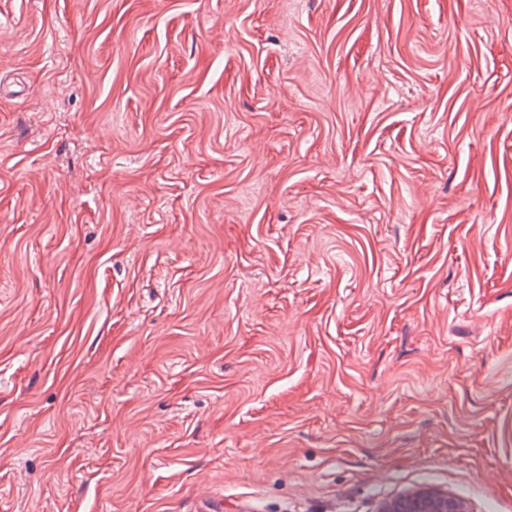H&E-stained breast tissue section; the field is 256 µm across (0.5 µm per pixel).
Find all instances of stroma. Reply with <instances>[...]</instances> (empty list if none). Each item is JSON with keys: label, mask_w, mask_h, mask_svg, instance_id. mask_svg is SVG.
I'll list each match as a JSON object with an SVG mask.
<instances>
[{"label": "stroma", "mask_w": 512, "mask_h": 512, "mask_svg": "<svg viewBox=\"0 0 512 512\" xmlns=\"http://www.w3.org/2000/svg\"><path fill=\"white\" fill-rule=\"evenodd\" d=\"M512 512V0H0V512ZM378 512H470L462 500L447 492L424 488L385 501Z\"/></svg>", "instance_id": "stroma-1"}]
</instances>
